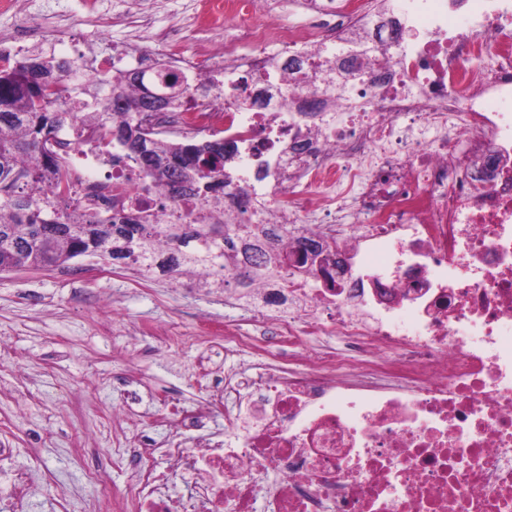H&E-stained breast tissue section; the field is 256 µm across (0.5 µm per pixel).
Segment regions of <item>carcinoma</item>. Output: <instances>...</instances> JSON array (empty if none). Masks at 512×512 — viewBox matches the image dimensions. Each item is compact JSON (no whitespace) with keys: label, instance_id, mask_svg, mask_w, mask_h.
Returning a JSON list of instances; mask_svg holds the SVG:
<instances>
[{"label":"carcinoma","instance_id":"1","mask_svg":"<svg viewBox=\"0 0 512 512\" xmlns=\"http://www.w3.org/2000/svg\"><path fill=\"white\" fill-rule=\"evenodd\" d=\"M364 41H349L341 68L360 70ZM213 82L169 70L151 74L126 71L101 80L84 78L79 64L38 52L13 68L0 70V271L63 265L85 254L118 267L135 266L178 274L201 270L203 285L226 288L276 270V247L288 225L224 223V189L233 184L229 169L237 152L224 149V137L170 140L150 134L143 149L128 145L151 112L157 94L172 90L168 109L193 100L194 91ZM90 128L106 147L120 149L136 163L139 176L166 198L187 204L188 224H154L124 204L117 183L113 214L101 215L72 194L64 163L51 147L63 127ZM166 240L168 250L160 249Z\"/></svg>","mask_w":512,"mask_h":512}]
</instances>
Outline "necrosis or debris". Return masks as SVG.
Wrapping results in <instances>:
<instances>
[{"instance_id": "1", "label": "necrosis or debris", "mask_w": 512, "mask_h": 512, "mask_svg": "<svg viewBox=\"0 0 512 512\" xmlns=\"http://www.w3.org/2000/svg\"><path fill=\"white\" fill-rule=\"evenodd\" d=\"M265 6L276 24L254 22V0H206L233 29L210 54L233 82L176 124L223 130L238 148L242 195L225 202V218L290 225L288 253L336 241L342 272L329 284L295 263L233 291L293 349L225 377L219 401L171 405L176 432L204 429L223 407V432L195 447L132 435L133 512H512V0H370L363 13L349 0ZM384 13L402 28L373 38ZM73 24L109 48L86 78L162 61L200 68L183 29L153 32L138 16L150 35L129 53L105 16ZM355 33L369 53L344 93L307 63L286 71ZM58 139L77 197L107 215L122 182L154 223H170L125 155L88 130ZM306 336L341 345L310 355ZM268 469L276 479L265 484ZM181 480L188 490L173 496Z\"/></svg>"}]
</instances>
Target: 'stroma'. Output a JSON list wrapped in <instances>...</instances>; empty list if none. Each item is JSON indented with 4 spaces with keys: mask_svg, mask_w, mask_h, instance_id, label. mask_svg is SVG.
<instances>
[{
    "mask_svg": "<svg viewBox=\"0 0 512 512\" xmlns=\"http://www.w3.org/2000/svg\"><path fill=\"white\" fill-rule=\"evenodd\" d=\"M157 26L191 19L186 47L206 55L224 30L201 24L202 0H143ZM39 12L55 35L48 44L69 60L90 51L86 34L67 22L83 0H13L0 13V35L17 34L16 15ZM193 274L145 278L133 269L75 259L54 269L0 272V447L14 449L0 470L26 471L31 493L24 512H98L101 486L130 484L132 463L104 456L123 447L115 413L129 393L154 412L198 397L199 375L224 363V327L239 326L262 340L263 355L288 350L218 288H201ZM175 326L179 339L157 337Z\"/></svg>",
    "mask_w": 512,
    "mask_h": 512,
    "instance_id": "35a3bbf8",
    "label": "stroma"
}]
</instances>
